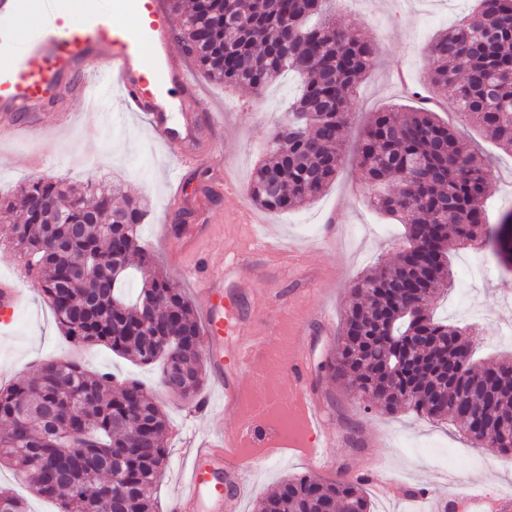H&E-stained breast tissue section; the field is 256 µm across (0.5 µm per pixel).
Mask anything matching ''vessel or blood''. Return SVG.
I'll return each instance as SVG.
<instances>
[{"label": "vessel or blood", "mask_w": 512, "mask_h": 512, "mask_svg": "<svg viewBox=\"0 0 512 512\" xmlns=\"http://www.w3.org/2000/svg\"><path fill=\"white\" fill-rule=\"evenodd\" d=\"M75 2L78 21L57 17L29 30L22 22L40 14L44 0H0V141L36 133L43 112L53 113L57 131L69 129L75 114L62 106L69 83H77L84 97L114 81L120 87L124 111L142 113L161 141L178 150L185 163L195 165L199 141L214 136L219 128L214 122L202 127L173 119L174 109L186 112L190 106L185 102L173 106L168 85L193 91L197 81L172 51L173 23L164 0H112V11L106 16L89 8L88 0ZM27 299V293L11 280L0 281L1 331L12 326ZM199 301L207 340L205 370L224 391L225 412H240L248 394L241 371L255 362L261 344L251 323L225 301L216 278L202 279ZM287 368L303 420L310 433L321 439L320 448L313 451L315 462L330 466V458L322 452L330 443L326 419L307 388L308 364L302 349H294ZM249 410L245 420L225 432L223 447L196 449L188 486L175 498L172 512H239L251 493L248 472L252 467L240 448L265 421L267 407L260 404ZM375 489L385 498L424 503L429 512L445 508L443 498L427 484L410 489L382 480Z\"/></svg>", "instance_id": "vessel-or-blood-1"}]
</instances>
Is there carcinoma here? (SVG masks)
<instances>
[{"label":"carcinoma","instance_id":"obj_1","mask_svg":"<svg viewBox=\"0 0 512 512\" xmlns=\"http://www.w3.org/2000/svg\"><path fill=\"white\" fill-rule=\"evenodd\" d=\"M328 0H168L176 40L202 74L260 96L284 73L301 78L255 169L249 196L271 211L310 203L335 181L352 125L348 98L373 69L375 40L338 29ZM477 10L430 45L427 88L451 99L499 149L512 153V0H476ZM299 36L289 40V28ZM356 164L370 197L396 217L408 246L358 277L332 356L320 369L387 413L409 410L452 418L476 447L512 457V359L475 364L462 329L435 316L452 274L451 249L493 239L485 202L488 166L428 108L383 110L361 127ZM18 203L0 201L12 251L70 342L104 347L141 365L157 364L160 386L192 403L205 382L202 327L184 289L152 273L157 255L141 244L143 201L92 181L74 187L53 177L26 181ZM110 212L112 223H99ZM512 261V222L498 240ZM141 288L121 290L130 256ZM169 421L134 380L110 381L74 361H50L31 378L0 386V464L13 469L58 512H159ZM362 480L312 474L282 479L255 512H373ZM4 512H27L24 498L0 488Z\"/></svg>","mask_w":512,"mask_h":512}]
</instances>
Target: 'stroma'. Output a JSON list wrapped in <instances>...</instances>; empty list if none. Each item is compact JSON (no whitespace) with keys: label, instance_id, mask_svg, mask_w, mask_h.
Instances as JSON below:
<instances>
[{"label":"stroma","instance_id":"stroma-1","mask_svg":"<svg viewBox=\"0 0 512 512\" xmlns=\"http://www.w3.org/2000/svg\"><path fill=\"white\" fill-rule=\"evenodd\" d=\"M472 5L473 0H333L336 26L357 28L380 47L376 67L349 103L355 123H364L371 112L392 104L416 105L412 91L422 86L433 66L430 41ZM299 88L300 80L292 73L274 81L261 98L244 88L228 91L199 78L193 116L203 123L209 114L221 113L224 138L204 145L209 160L196 167L182 166L176 150L153 134L142 115L116 111L114 92L72 97L69 106L77 121L68 132L57 133L52 114L46 113L40 118L41 136L0 145V199L40 173L79 186L90 177L144 198L148 216L140 226V237L158 256L154 271L184 288L193 301L198 295L191 270L223 276L229 291L234 278L224 274L222 261L250 257L249 289L238 301L245 311L258 314L254 333L264 345L258 358L263 374L249 380L250 401L291 398L284 363L296 323L307 320L308 382L328 412L332 432L340 438L328 450L336 473L369 466L410 488L441 475L445 482L440 491L447 500L464 503L466 487L472 484L482 494L512 502V458L473 447L456 423L380 412L321 371L353 280L374 271L378 261L394 260L404 241L401 225L370 207L368 187L349 156L321 198L293 211L265 212L281 248L261 249L256 225L246 223L244 217L252 206L247 188L265 143ZM432 108L455 129L465 147L490 155L492 194L486 206L489 217L497 218L500 209L512 207V154L488 143L474 124L453 111L448 99H437ZM41 157L46 166L39 173L33 162ZM179 209L191 217L177 233L170 226ZM475 260L483 264V276L473 282L458 277L437 314L457 325L485 316V324L472 336L476 358L483 361L512 354V335L497 333L505 320H512V306L504 300L505 289H512V273L504 272L491 246L479 253L465 246L452 255L458 274ZM321 278L330 280V288L310 290V281ZM61 359H74L92 370L135 379L156 390V400L171 425L166 437L168 468L158 487L162 505H169L184 484L193 446L221 442L222 432L239 423L225 414L213 382H205L201 390L209 408L197 410L157 391V367L133 364L103 347L75 348L62 336L42 297L32 294L10 333L0 334V385ZM310 470L306 455L291 450L260 462L253 476L254 497L244 503L242 512H253L254 498L272 492L282 478Z\"/></svg>","mask_w":512,"mask_h":512}]
</instances>
